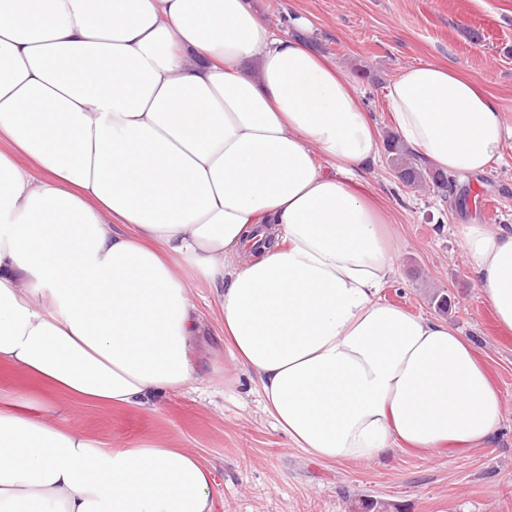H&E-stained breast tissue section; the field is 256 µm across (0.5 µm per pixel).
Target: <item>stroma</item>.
I'll return each instance as SVG.
<instances>
[{
  "instance_id": "1",
  "label": "stroma",
  "mask_w": 512,
  "mask_h": 512,
  "mask_svg": "<svg viewBox=\"0 0 512 512\" xmlns=\"http://www.w3.org/2000/svg\"><path fill=\"white\" fill-rule=\"evenodd\" d=\"M278 32L303 36L359 84L380 133L393 128L385 89L403 68L436 61L463 71L497 100L512 129V0H254ZM398 254L380 296L475 341L503 401L489 447L435 456L403 449L334 464L291 445L264 410L254 373L237 365L210 319L213 293L197 285L208 321L200 382L152 405L77 407L67 421L115 446L166 439L213 465L214 512H512V331L502 329L460 245L462 224L512 227V136L485 172L447 193L399 180L388 153L364 174ZM374 510H366V503Z\"/></svg>"
}]
</instances>
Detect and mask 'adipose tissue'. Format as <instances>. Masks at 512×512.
I'll list each match as a JSON object with an SVG mask.
<instances>
[{"mask_svg": "<svg viewBox=\"0 0 512 512\" xmlns=\"http://www.w3.org/2000/svg\"><path fill=\"white\" fill-rule=\"evenodd\" d=\"M386 100L428 164L500 155L497 103L456 69L405 67ZM381 149L358 85L250 0H0V366L48 389L0 399V512H213L194 452L65 419L196 378L193 279L311 457L488 446L503 404L471 339L379 297ZM459 235L512 330V230Z\"/></svg>", "mask_w": 512, "mask_h": 512, "instance_id": "1", "label": "adipose tissue"}]
</instances>
